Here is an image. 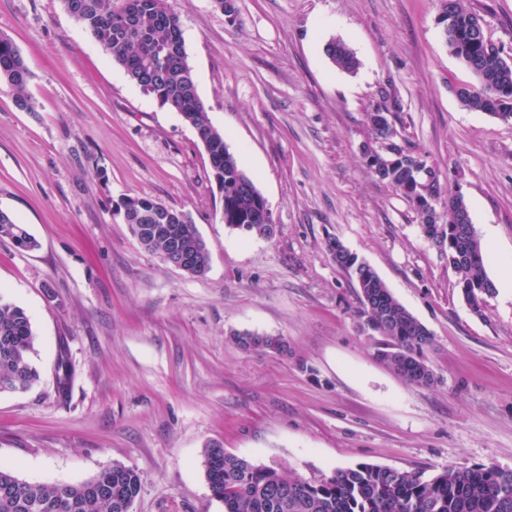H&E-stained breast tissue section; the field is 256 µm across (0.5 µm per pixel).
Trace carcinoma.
Masks as SVG:
<instances>
[{
  "label": "carcinoma",
  "instance_id": "obj_1",
  "mask_svg": "<svg viewBox=\"0 0 512 512\" xmlns=\"http://www.w3.org/2000/svg\"><path fill=\"white\" fill-rule=\"evenodd\" d=\"M63 9L82 25L127 77L153 95L158 103L178 113L193 127L208 151L213 176L224 190V224L247 234L267 238L272 224L267 201L254 181L230 152L224 134L210 123L198 96L193 70L188 63L180 15L170 0H61ZM440 12L451 23L443 36L451 54L471 71L476 83L461 89L459 98L468 109L485 112L502 121H512L503 108L512 102V64L502 63L501 50L474 33L479 18L463 0H440ZM324 53L340 70L353 73L359 60L342 40L333 38ZM32 72L17 46L0 36V86L8 87L17 108L36 111L27 92ZM385 109L398 111L397 101L381 91ZM382 108V109H384ZM375 108L368 123L377 138L391 134L389 116ZM397 157L379 180L401 193L424 215L425 225L434 223L435 210L416 201L414 185L423 177L415 161L419 154L401 145ZM134 205L126 223L146 249L160 258L172 253L167 236L149 240L140 237L143 224H169L180 240L178 260L187 274L201 276L208 267L207 249L189 213L172 220L177 209L160 201L127 196ZM448 226V262L459 275L458 286L476 314L484 296L495 291L485 268L484 249L472 229L470 212L459 194L444 202ZM0 238H9L24 251L38 241L7 213H0ZM327 249L336 264L356 275L361 314L369 330L384 338V361L419 386L434 383V374L424 360L432 344L430 332L391 294L386 284L367 265L358 262L339 241ZM243 350L261 349L282 353L285 341L268 334L239 331L233 334ZM37 334L27 312L0 300V393L17 384L32 387L40 378L33 356ZM205 476L213 497L224 503V512H512V470L497 467H449L435 475L423 470L406 471L361 463L337 469L332 475L308 481L285 476L276 469L224 452L218 444L202 451ZM138 472L119 464L106 467L78 484H43L19 478L0 466V512H119L120 502L139 495Z\"/></svg>",
  "mask_w": 512,
  "mask_h": 512
}]
</instances>
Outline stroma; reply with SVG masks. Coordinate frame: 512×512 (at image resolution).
<instances>
[{"instance_id": "1", "label": "stroma", "mask_w": 512, "mask_h": 512, "mask_svg": "<svg viewBox=\"0 0 512 512\" xmlns=\"http://www.w3.org/2000/svg\"><path fill=\"white\" fill-rule=\"evenodd\" d=\"M512 56V0H464ZM211 124L265 197L261 238L228 228L207 152L181 117L132 84L60 0H0V36L33 77L36 111L0 89V211L40 243L0 239V299L38 335L36 385L0 394V464L30 482L77 484L135 469L132 512H224L202 466L216 442L307 480L371 463L434 475L512 469V122L467 109L474 84L437 23L439 0H175ZM343 40L356 73L323 51ZM398 99L400 142L461 194L497 283L482 314L447 247L368 166L367 115ZM148 196L189 212L204 275L164 263L117 208ZM369 264L430 332L435 381L387 366L356 281L326 243ZM282 337L245 351L236 331ZM72 379L59 397L57 362Z\"/></svg>"}]
</instances>
